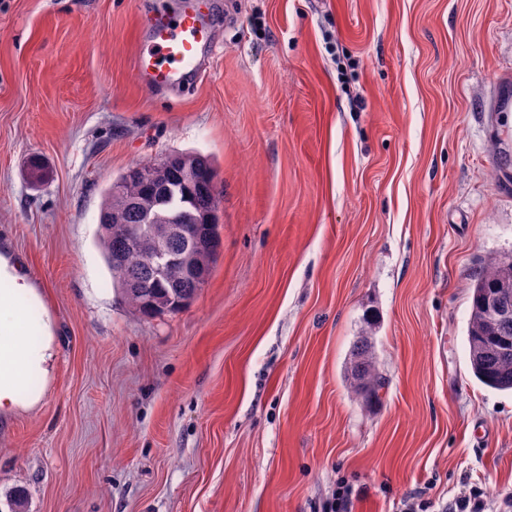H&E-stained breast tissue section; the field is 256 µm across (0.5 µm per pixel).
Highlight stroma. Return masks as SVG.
<instances>
[{"label":"stroma","instance_id":"35a3bbf8","mask_svg":"<svg viewBox=\"0 0 512 512\" xmlns=\"http://www.w3.org/2000/svg\"><path fill=\"white\" fill-rule=\"evenodd\" d=\"M217 28L181 96L138 37ZM512 0H0V249L40 288L55 372L0 420V501L28 512H352L402 494H512V393L468 352L470 287L512 257ZM216 172L209 278L187 308L125 303L96 232L127 168ZM51 178L28 179L31 157ZM372 321L385 386L346 370ZM358 490L348 479H341L336 484V492L333 497L325 501L320 512H350L352 511L353 498Z\"/></svg>","mask_w":512,"mask_h":512}]
</instances>
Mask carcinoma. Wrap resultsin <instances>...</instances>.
<instances>
[{
  "mask_svg": "<svg viewBox=\"0 0 512 512\" xmlns=\"http://www.w3.org/2000/svg\"><path fill=\"white\" fill-rule=\"evenodd\" d=\"M153 162L135 164L138 171L126 176L122 183L123 195L105 191V203L101 209L103 223H112V215L121 224L144 223L143 210L129 206L125 199H137L144 203L153 193L150 182L140 173L151 168ZM168 186L175 198L189 199L188 221L201 219L218 203L206 175L199 173L196 179L187 178L185 170L171 167ZM99 240L103 246L107 264L117 281L127 280L130 288L121 289L123 299L136 311L149 316L174 314L193 301L203 288L199 281L180 269L169 277L156 281L151 278L147 265V252L151 249L146 241L138 250L127 247L120 231L99 228ZM497 297L507 315L491 317L484 309L487 292ZM471 315L468 325L469 361L474 376L484 385L500 391H512V265L493 259L488 260L475 274L471 284ZM347 384L351 392L369 401L378 396L385 385L376 353L372 326L361 330L354 347L353 358L347 372Z\"/></svg>",
  "mask_w": 512,
  "mask_h": 512,
  "instance_id": "1",
  "label": "carcinoma"
}]
</instances>
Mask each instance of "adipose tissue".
<instances>
[{"label": "adipose tissue", "mask_w": 512, "mask_h": 512, "mask_svg": "<svg viewBox=\"0 0 512 512\" xmlns=\"http://www.w3.org/2000/svg\"><path fill=\"white\" fill-rule=\"evenodd\" d=\"M55 359L39 289L17 261L0 253V417L41 401Z\"/></svg>", "instance_id": "adipose-tissue-1"}]
</instances>
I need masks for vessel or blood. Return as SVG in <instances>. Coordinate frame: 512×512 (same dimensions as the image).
I'll use <instances>...</instances> for the list:
<instances>
[{
	"mask_svg": "<svg viewBox=\"0 0 512 512\" xmlns=\"http://www.w3.org/2000/svg\"><path fill=\"white\" fill-rule=\"evenodd\" d=\"M143 40L147 48L138 53L135 72L144 85L185 92L203 79L214 38L202 13L192 10L171 20L157 19Z\"/></svg>",
	"mask_w": 512,
	"mask_h": 512,
	"instance_id": "vessel-or-blood-1",
	"label": "vessel or blood"
}]
</instances>
